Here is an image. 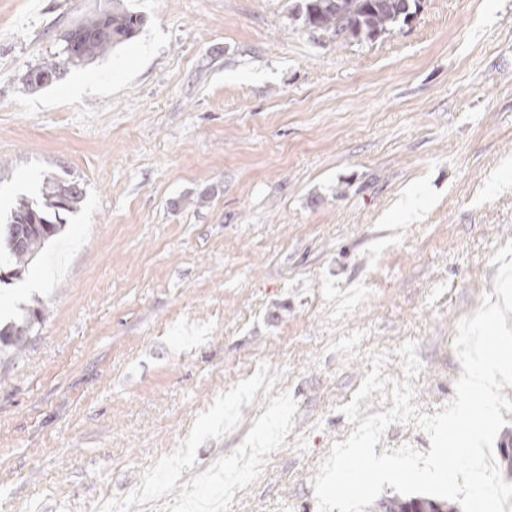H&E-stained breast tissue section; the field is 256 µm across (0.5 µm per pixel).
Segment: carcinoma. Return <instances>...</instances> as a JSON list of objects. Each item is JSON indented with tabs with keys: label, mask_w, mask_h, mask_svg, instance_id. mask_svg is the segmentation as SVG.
<instances>
[{
	"label": "carcinoma",
	"mask_w": 512,
	"mask_h": 512,
	"mask_svg": "<svg viewBox=\"0 0 512 512\" xmlns=\"http://www.w3.org/2000/svg\"><path fill=\"white\" fill-rule=\"evenodd\" d=\"M301 17L305 27L319 32H344L345 41H372L405 23L413 14L417 0H301ZM144 24L142 14L120 4L112 10L87 16L77 29L67 34L66 41L76 40L75 57L70 65L80 66L97 59L117 45L131 39ZM62 60H54L37 67L28 74V85L39 88L52 82L60 73ZM83 200V189L71 190L64 211L72 212ZM56 207V183L48 182L42 200L19 199L12 216L27 221L37 217L49 224L28 238L26 246H15L9 233H4V244L12 261L25 265L61 230L60 211ZM364 512H459L456 505L446 500L425 495L383 496L366 507Z\"/></svg>",
	"instance_id": "cac0c4a2"
}]
</instances>
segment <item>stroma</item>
<instances>
[{
	"label": "stroma",
	"instance_id": "stroma-1",
	"mask_svg": "<svg viewBox=\"0 0 512 512\" xmlns=\"http://www.w3.org/2000/svg\"><path fill=\"white\" fill-rule=\"evenodd\" d=\"M140 33L34 89L112 0H0V512H317L369 357L421 412L512 240V0H419L361 44L300 0H121ZM62 57L58 60L51 61L42 66L37 67L28 74V85L34 88L42 87L52 82L60 73V65ZM53 181H48L47 186L45 187V192L42 191V201H33L26 197L19 199L17 204L15 205L12 214L11 220L13 221V217L25 219L27 221L31 220L35 215L40 223L49 224L50 228H41L40 232L34 231L31 237L27 236L30 231L29 224H21L20 222H16L19 226L17 229L16 241L20 246H23L26 242V246L19 248L16 247L13 238L6 231L10 224L6 225L5 233H4V244L5 249L7 250L12 261L15 262L16 265H25L31 261L35 255L44 247L45 243L48 242L52 237L56 236L61 230L62 224H59L60 212H73L78 208V205L83 200V189L75 185L69 194L70 185H65L63 183L60 184L57 196L61 201H66L67 196V204L64 209H58L56 207V185ZM65 212V213H66Z\"/></svg>",
	"mask_w": 512,
	"mask_h": 512
}]
</instances>
